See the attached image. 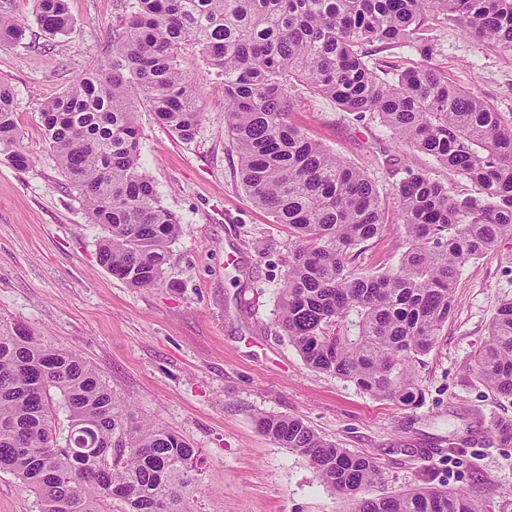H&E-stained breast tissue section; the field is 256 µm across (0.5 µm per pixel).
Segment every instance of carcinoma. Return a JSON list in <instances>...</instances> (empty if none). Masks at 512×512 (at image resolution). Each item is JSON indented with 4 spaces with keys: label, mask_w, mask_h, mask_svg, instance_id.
Returning a JSON list of instances; mask_svg holds the SVG:
<instances>
[{
    "label": "carcinoma",
    "mask_w": 512,
    "mask_h": 512,
    "mask_svg": "<svg viewBox=\"0 0 512 512\" xmlns=\"http://www.w3.org/2000/svg\"><path fill=\"white\" fill-rule=\"evenodd\" d=\"M50 36L72 28L66 0H35ZM104 63L41 108L43 133L90 221L105 231L100 264L133 288L161 283L181 220L140 162L136 102L191 140L204 91L182 67L196 48L224 76V124L253 202L299 240L279 292L277 322L311 368L404 407L423 401L414 362L439 342L463 269L512 238V128L432 64L429 21L441 16L512 50V0H125ZM23 29L0 15V46ZM417 46L424 64L391 80L364 61L367 43ZM304 85L344 112L372 113L404 144L476 195L448 194L427 173L389 159L394 218L366 172L288 124ZM13 88L0 83V151L17 147ZM401 224L412 246L399 267L355 274L353 249ZM357 317L350 335L341 325ZM481 380L512 397V299L497 308L474 356ZM263 434L305 458L352 512H480L449 489L367 497L377 468L318 436L301 419L263 415ZM196 451L176 433L137 421L97 369L23 324H0V470L35 494L40 512H192Z\"/></svg>",
    "instance_id": "cac0c4a2"
}]
</instances>
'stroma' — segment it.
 <instances>
[{
	"mask_svg": "<svg viewBox=\"0 0 512 512\" xmlns=\"http://www.w3.org/2000/svg\"><path fill=\"white\" fill-rule=\"evenodd\" d=\"M120 0H68L73 26L45 36L33 0H0L24 30L0 47V82L15 92L19 145L34 164L20 171L0 156V322L24 324L52 347L95 365L135 418L170 429L200 451L195 512H350L301 455L264 435L263 415L301 418L337 447L373 460L366 496L446 487L482 512H512V397L493 395L473 369L502 300L512 298V238L467 267L457 305L437 346L414 364L425 393L404 407L309 367L276 318L277 293L298 246L287 225L257 207L238 179L224 129V81L194 50L184 68L207 88V118L180 139L140 104L141 162L165 207L182 219L162 282L132 288L98 260L101 226L90 223L60 174L41 125L43 103L103 64ZM433 63L450 83L489 103L512 126V50L438 20ZM370 65L394 75L420 65L407 45H365ZM288 122L363 169L381 195L396 181L385 159L406 162L474 193L432 157L403 146L377 117L349 114L310 93ZM409 247L402 225H386L349 266L396 268ZM239 263H225L228 251Z\"/></svg>",
	"mask_w": 512,
	"mask_h": 512,
	"instance_id": "35a3bbf8",
	"label": "stroma"
}]
</instances>
